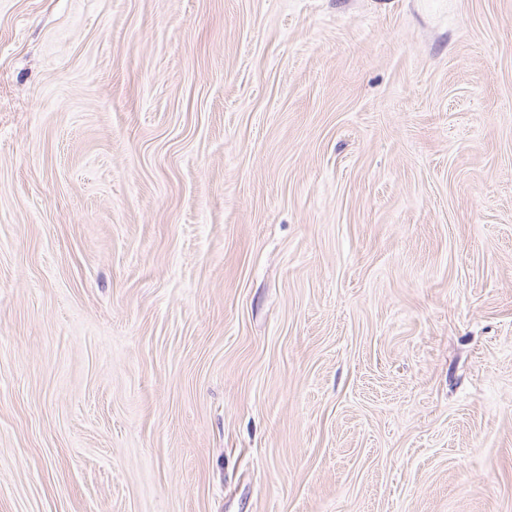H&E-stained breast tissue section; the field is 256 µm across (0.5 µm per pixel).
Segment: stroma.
<instances>
[{
	"label": "stroma",
	"mask_w": 512,
	"mask_h": 512,
	"mask_svg": "<svg viewBox=\"0 0 512 512\" xmlns=\"http://www.w3.org/2000/svg\"><path fill=\"white\" fill-rule=\"evenodd\" d=\"M0 512H512V0H0Z\"/></svg>",
	"instance_id": "obj_1"
}]
</instances>
